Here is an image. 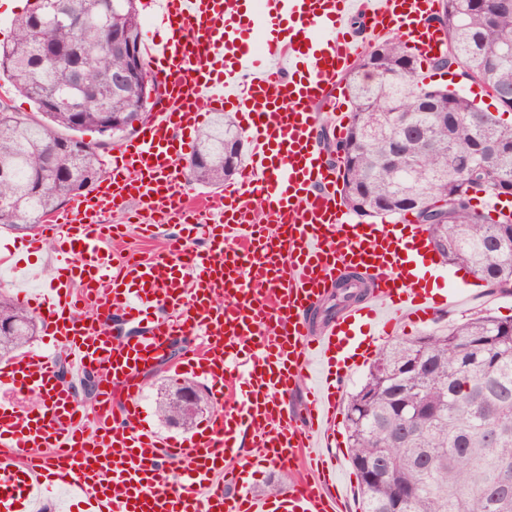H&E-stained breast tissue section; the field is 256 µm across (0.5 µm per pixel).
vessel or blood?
Masks as SVG:
<instances>
[{"instance_id":"vessel-or-blood-1","label":"vessel or blood","mask_w":512,"mask_h":512,"mask_svg":"<svg viewBox=\"0 0 512 512\" xmlns=\"http://www.w3.org/2000/svg\"><path fill=\"white\" fill-rule=\"evenodd\" d=\"M158 5L147 56L156 112L115 147L102 180L42 227L65 275L34 310L69 371L96 376V408L84 409L54 356L0 368V386L38 400L0 403V512H34L64 488L84 512H344L332 490L334 383L396 316L426 324L449 300L412 271L427 262L409 246L426 241L424 226L355 222L318 141L323 126L344 129L342 77L373 39L398 30L418 59L447 53L438 0H147L145 9ZM249 28L262 31L259 44L242 38ZM206 110L241 114L249 154L238 182L192 196L176 165ZM132 205L177 218L180 232L162 254L118 262L105 217ZM350 269L373 283V304L312 334L307 311ZM115 320L136 335L113 343ZM178 338L189 341L187 371L210 380L216 397H239L172 442L147 421L140 376ZM305 378L308 401L287 414ZM300 457L312 478H290L277 500L252 494L261 468Z\"/></svg>"}]
</instances>
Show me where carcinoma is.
<instances>
[{
    "label": "carcinoma",
    "mask_w": 512,
    "mask_h": 512,
    "mask_svg": "<svg viewBox=\"0 0 512 512\" xmlns=\"http://www.w3.org/2000/svg\"><path fill=\"white\" fill-rule=\"evenodd\" d=\"M137 0H35L0 43V72L29 98L37 114L11 111L0 100V224L35 227L64 201L81 195L89 177L104 173L96 148L79 136L113 137L145 110L143 78L114 76L128 61L107 46L112 30L142 41ZM82 17L77 28L70 15ZM439 23L448 56L435 68L458 65L512 111V56L489 59L485 46L512 35V0H443ZM418 59L400 36L369 47L346 75L351 103L345 135L326 141L336 156L344 204L362 219H401L426 226L447 244L450 266L473 272L492 293L512 294V248L500 245L512 215L478 214L483 195L512 196V125L474 101L416 79ZM244 136L215 113L201 130L189 168L194 180L224 185L242 165ZM368 294L357 273L336 284L326 324ZM0 358L32 341L37 316L0 291ZM423 360L426 368L407 367ZM163 420L174 407L159 404ZM360 512H512V319L486 313L384 346L345 406Z\"/></svg>",
    "instance_id": "carcinoma-1"
}]
</instances>
